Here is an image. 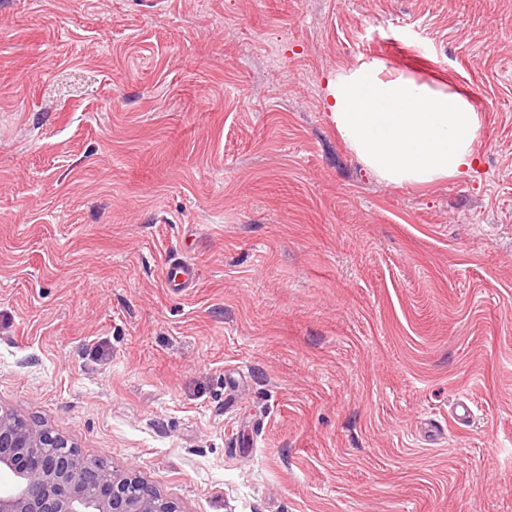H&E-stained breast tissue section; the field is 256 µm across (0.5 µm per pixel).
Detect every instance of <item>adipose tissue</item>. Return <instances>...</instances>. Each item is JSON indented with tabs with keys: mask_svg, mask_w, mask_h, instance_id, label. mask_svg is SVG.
<instances>
[{
	"mask_svg": "<svg viewBox=\"0 0 512 512\" xmlns=\"http://www.w3.org/2000/svg\"><path fill=\"white\" fill-rule=\"evenodd\" d=\"M331 92L337 131L380 180L428 185L471 166L483 124L460 94L374 67L337 75Z\"/></svg>",
	"mask_w": 512,
	"mask_h": 512,
	"instance_id": "adipose-tissue-1",
	"label": "adipose tissue"
}]
</instances>
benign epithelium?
<instances>
[{
  "mask_svg": "<svg viewBox=\"0 0 512 512\" xmlns=\"http://www.w3.org/2000/svg\"><path fill=\"white\" fill-rule=\"evenodd\" d=\"M0 470L12 478L0 512H181L136 473L91 467L54 429L1 408Z\"/></svg>",
  "mask_w": 512,
  "mask_h": 512,
  "instance_id": "7a95c632",
  "label": "benign epithelium"
}]
</instances>
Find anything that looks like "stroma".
<instances>
[{"mask_svg":"<svg viewBox=\"0 0 512 512\" xmlns=\"http://www.w3.org/2000/svg\"><path fill=\"white\" fill-rule=\"evenodd\" d=\"M372 63L465 175L350 150ZM0 407L182 512H512V0H0ZM380 75L368 67L331 84V119L349 148L387 183L428 185L462 175L481 135L480 114L458 93ZM370 82L379 85L375 97L363 93ZM197 269L189 263L170 262L166 267L165 281L167 288L181 292L183 288H192L197 281Z\"/></svg>","mask_w":512,"mask_h":512,"instance_id":"1","label":"stroma"}]
</instances>
